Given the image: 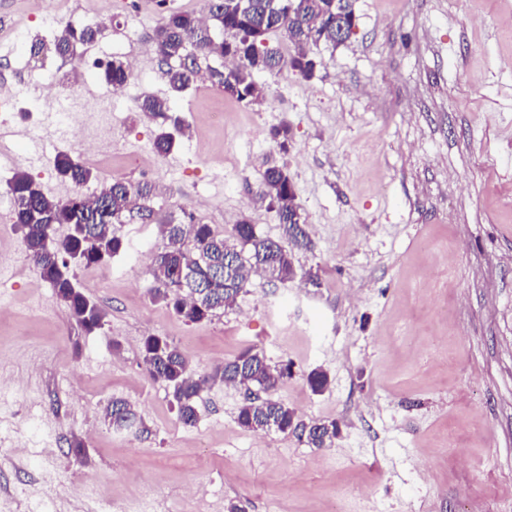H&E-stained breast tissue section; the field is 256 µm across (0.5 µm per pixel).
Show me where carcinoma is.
I'll use <instances>...</instances> for the list:
<instances>
[{"mask_svg": "<svg viewBox=\"0 0 512 512\" xmlns=\"http://www.w3.org/2000/svg\"><path fill=\"white\" fill-rule=\"evenodd\" d=\"M289 0H206L212 25H201L195 13L170 11L161 16L154 33V49L167 82L163 97L146 95L138 110L147 116H161L173 111L172 103L197 82L201 72L217 80L224 93L239 103L260 102L261 92L253 74L273 73L284 67L303 78L313 77L317 67L308 54L321 43L345 42L350 35L341 31L353 17L354 0H300L299 7L288 12ZM100 23L68 24L53 36L55 52L63 57L75 53L77 45H90L102 35ZM280 32L295 50L284 57L277 48H259L262 37ZM229 58L232 66L222 70L209 62ZM131 75L121 60L107 62L101 79L114 87L125 84ZM172 126L158 130L154 146L164 153L177 145L176 133L181 120L171 118ZM54 167L73 192L65 198L45 194L28 174L20 172L7 182L13 199L14 226L21 234L28 260L53 288L57 299L72 313L80 327L91 333L101 328L104 311L78 284L75 270L97 267L112 260L123 248V239L112 229L138 214L150 219L147 208L136 200H148L153 188L148 184L132 186L116 179L111 187L90 199L91 206L80 208L76 200L85 198L83 189L93 180V172L72 155L56 156ZM285 167L272 165L261 174L259 196L269 201L287 238L298 247L309 245L304 230L301 205ZM81 226L80 232L56 235V226ZM167 239L156 253L150 272L159 287L152 299L164 304L186 323L210 321L232 306L253 274L270 282H288L297 277L291 253L279 242L262 236L256 225L244 220L235 225L231 236L216 233L209 224H165ZM142 361L151 379L170 390L179 420L188 426L198 419L197 398L204 384L221 381L243 390H264L261 400H244L237 415L238 424L249 431L275 430L295 433L315 448L329 447L339 434L334 421L305 425L274 393L290 374V365H273L263 351L250 347L205 376L189 367L188 358L164 336L144 338ZM306 381L315 394L330 385L329 374L314 368ZM105 417L116 429L131 430L137 418L130 405L114 400Z\"/></svg>", "mask_w": 512, "mask_h": 512, "instance_id": "1", "label": "carcinoma"}]
</instances>
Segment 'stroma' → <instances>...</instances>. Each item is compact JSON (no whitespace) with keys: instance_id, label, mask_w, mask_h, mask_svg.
I'll list each match as a JSON object with an SVG mask.
<instances>
[{"instance_id":"35a3bbf8","label":"stroma","mask_w":512,"mask_h":512,"mask_svg":"<svg viewBox=\"0 0 512 512\" xmlns=\"http://www.w3.org/2000/svg\"><path fill=\"white\" fill-rule=\"evenodd\" d=\"M0 0V84L64 74L63 104L89 102L102 127L37 140L24 167L48 195L65 185L57 154L89 143L112 159L98 180L159 189L148 222L120 225L123 251L80 270L104 309L80 329L0 223V512H512V0H355L342 44H321L312 78L255 74L263 102L195 86L174 102L176 149L153 147L157 123L123 101L88 97L97 72L61 58L52 30L92 11L96 52L135 57L127 88L165 95L152 41L157 0ZM224 112L223 124L212 115ZM288 128V148L272 137ZM143 157L142 167L126 166ZM284 166L309 248L298 277H252L232 308L191 324L154 303L151 259L164 224L195 221L224 235L249 219L280 241L258 198L265 161ZM317 275L310 283L309 275ZM168 337L197 373L248 347L293 374L277 396L304 422L336 421L328 448L294 434L252 432L242 389L207 385L199 419L183 425L168 388L145 373L144 336ZM331 384L315 394L309 370ZM127 401L139 423L115 430L102 411ZM83 440L75 462L67 441Z\"/></svg>"}]
</instances>
